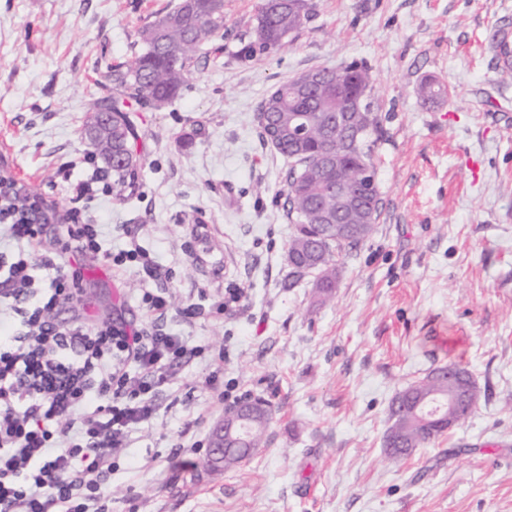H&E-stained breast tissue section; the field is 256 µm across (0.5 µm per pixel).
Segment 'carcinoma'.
Returning <instances> with one entry per match:
<instances>
[{
  "label": "carcinoma",
  "instance_id": "1",
  "mask_svg": "<svg viewBox=\"0 0 512 512\" xmlns=\"http://www.w3.org/2000/svg\"><path fill=\"white\" fill-rule=\"evenodd\" d=\"M312 0H260L253 34L239 39L235 57L251 61L279 51L291 35L311 17ZM224 30V0H180L177 7L142 31V52L126 67L109 66L104 73L107 94L92 98L84 136L112 170V196L123 199L138 188L142 157L138 153L131 115L133 103L155 99L166 104L193 76L200 48ZM508 31L499 28L492 38L495 70L502 82L512 83V58L503 54ZM417 97L432 103L448 96V89L433 79L422 80ZM338 112H349L353 132L336 129ZM379 106L368 67L348 66L304 71L278 85L260 103L254 120L263 140L292 162L286 178L285 209L289 223L297 225L286 255L288 285L308 273H317L315 288L329 297L336 288L338 258L365 242L380 216L379 203L363 209L353 194L338 197L332 191L336 178L349 181L356 169L376 176L372 162L379 140ZM322 151L339 157V164L324 172L314 158ZM0 198L21 208L41 198L30 184L5 175L0 178ZM318 206L332 216L329 224L309 223ZM481 392L463 367L448 374L437 367L411 383L391 400L384 439L387 460L397 465L413 449L444 435L440 427L427 428L414 412L415 404L432 406L441 422L455 427L477 410ZM256 421L249 424L237 447L227 452L224 469L230 470L263 447L272 420V407L252 403Z\"/></svg>",
  "mask_w": 512,
  "mask_h": 512
}]
</instances>
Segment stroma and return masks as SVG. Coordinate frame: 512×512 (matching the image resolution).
Returning a JSON list of instances; mask_svg holds the SVG:
<instances>
[{"label":"stroma","instance_id":"stroma-1","mask_svg":"<svg viewBox=\"0 0 512 512\" xmlns=\"http://www.w3.org/2000/svg\"><path fill=\"white\" fill-rule=\"evenodd\" d=\"M178 2L0 0V174L58 213L81 209L103 249L135 231L176 306L167 331L202 349L170 371L154 419L116 457L109 512H512V84L498 83L488 42L512 24V0H313L289 45L246 63L233 53L259 0H224V34L194 77L138 109L136 194L80 197L103 167L83 124L106 64L138 56L141 31ZM353 61L384 105L381 213L326 299L314 275L287 283L289 163L253 116L295 75ZM426 77L450 98L420 101ZM70 263L89 322H151L137 266ZM228 288L239 303L225 305ZM445 364L470 371L479 408L389 464L391 399ZM209 375L274 409L264 447L227 472L204 465L226 411Z\"/></svg>","mask_w":512,"mask_h":512}]
</instances>
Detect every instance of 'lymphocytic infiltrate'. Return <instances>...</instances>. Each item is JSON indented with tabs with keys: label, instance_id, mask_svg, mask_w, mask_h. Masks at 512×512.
Masks as SVG:
<instances>
[{
	"label": "lymphocytic infiltrate",
	"instance_id": "lymphocytic-infiltrate-1",
	"mask_svg": "<svg viewBox=\"0 0 512 512\" xmlns=\"http://www.w3.org/2000/svg\"><path fill=\"white\" fill-rule=\"evenodd\" d=\"M54 250L43 247L45 227L0 205V238L21 243L13 262L0 258V512H99L113 458L134 425L156 412L154 396L165 372L197 353L185 337L159 328L171 305L163 293L143 300L156 321L126 329L51 311L81 305L82 278L68 254L99 256L115 269L135 263L145 279L157 269L130 241L103 250L98 225L80 210L62 218ZM51 275L34 290L31 252Z\"/></svg>",
	"mask_w": 512,
	"mask_h": 512
}]
</instances>
